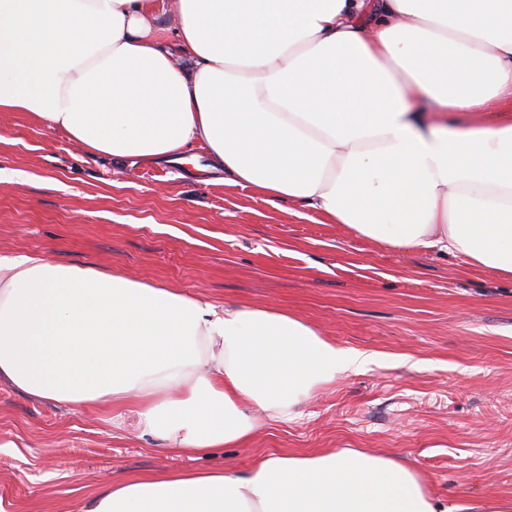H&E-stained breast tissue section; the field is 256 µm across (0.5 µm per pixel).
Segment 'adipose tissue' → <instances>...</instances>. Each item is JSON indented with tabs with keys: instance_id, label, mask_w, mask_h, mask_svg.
Wrapping results in <instances>:
<instances>
[{
	"instance_id": "obj_1",
	"label": "adipose tissue",
	"mask_w": 512,
	"mask_h": 512,
	"mask_svg": "<svg viewBox=\"0 0 512 512\" xmlns=\"http://www.w3.org/2000/svg\"><path fill=\"white\" fill-rule=\"evenodd\" d=\"M512 0H0V112L114 161L191 143L224 182L392 248L512 276ZM363 353L271 307L0 255V382L134 416L202 455ZM86 512H453L362 450L264 454L96 488Z\"/></svg>"
}]
</instances>
